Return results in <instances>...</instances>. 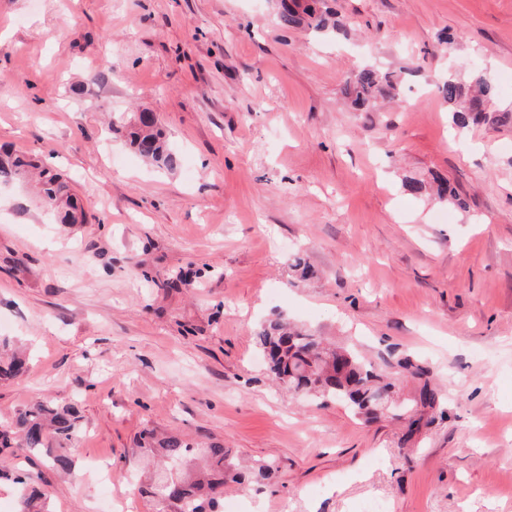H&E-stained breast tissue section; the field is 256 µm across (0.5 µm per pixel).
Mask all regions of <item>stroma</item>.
<instances>
[{
  "instance_id": "1",
  "label": "stroma",
  "mask_w": 512,
  "mask_h": 512,
  "mask_svg": "<svg viewBox=\"0 0 512 512\" xmlns=\"http://www.w3.org/2000/svg\"><path fill=\"white\" fill-rule=\"evenodd\" d=\"M335 8L319 33L279 28L272 0H0V145L87 214L58 224L25 180L0 186V336L29 355L0 419L42 400L80 417L71 471L21 467L53 512H155L148 430L276 460L226 491L244 512H512V126L455 130L438 90L481 71L512 108V0ZM368 64L400 95L355 112L342 90ZM142 111L176 171L110 131ZM275 315L387 371L412 355L443 414L407 440L294 396L254 339Z\"/></svg>"
}]
</instances>
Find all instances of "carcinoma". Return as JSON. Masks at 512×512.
I'll return each mask as SVG.
<instances>
[{"instance_id":"carcinoma-1","label":"carcinoma","mask_w":512,"mask_h":512,"mask_svg":"<svg viewBox=\"0 0 512 512\" xmlns=\"http://www.w3.org/2000/svg\"><path fill=\"white\" fill-rule=\"evenodd\" d=\"M336 11L329 0H280L278 25L283 29L307 27L316 32L336 28ZM443 98L452 105V123L458 129L473 125L504 127L512 125V109L494 105L491 84L480 72L461 79L450 73L438 85ZM396 85L387 72L366 66L351 74L345 83L344 95L354 112H367L379 95L392 94ZM130 144L144 160L168 170L176 168L178 157L165 143L163 133L150 112L139 114L129 132ZM38 173L39 195L61 224H79L85 213L68 181L45 164L25 154L5 153L0 156V184H9L27 172ZM436 195L459 207L466 206L455 188L442 181ZM257 346L268 360L272 379L290 390L301 389L304 395L326 403L338 402L365 421L385 416L376 402L382 392L400 394L407 378L419 381L413 396L402 400L396 420L407 423L405 437L412 438L420 425L444 407L443 395L431 386L428 371L405 356L398 360V370L387 373L366 361L351 347L331 346L312 331L290 327L276 317L262 323L255 331ZM27 371L25 358L10 352V341L0 337V378L16 379ZM11 427L21 433L16 450L11 447L10 430L0 428V481L9 480L18 486L20 512H51L44 494L28 476L15 472L20 456L44 457L57 469L68 470L72 460L58 453L62 446L77 439L81 432L77 411L72 407H52L35 403L18 412ZM143 456L164 459L166 466L154 471L145 492L158 506L157 512H220L224 487L232 482L243 485L251 480L261 482L274 474L270 460H258L240 469L224 444L200 445L179 436H147Z\"/></svg>"}]
</instances>
